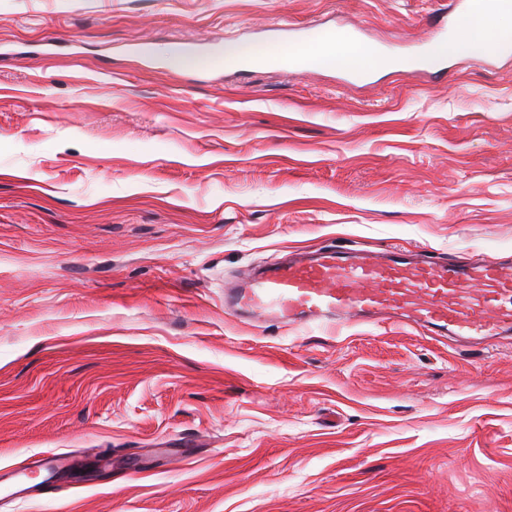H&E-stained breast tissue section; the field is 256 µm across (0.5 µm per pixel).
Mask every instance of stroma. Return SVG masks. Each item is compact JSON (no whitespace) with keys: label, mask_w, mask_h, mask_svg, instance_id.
<instances>
[{"label":"stroma","mask_w":512,"mask_h":512,"mask_svg":"<svg viewBox=\"0 0 512 512\" xmlns=\"http://www.w3.org/2000/svg\"><path fill=\"white\" fill-rule=\"evenodd\" d=\"M434 8L0 0V512H512V340L224 311L296 249L512 255V58H175L311 24L405 49ZM58 454L53 494L14 495Z\"/></svg>","instance_id":"35a3bbf8"}]
</instances>
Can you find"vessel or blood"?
<instances>
[{
	"label": "vessel or blood",
	"mask_w": 512,
	"mask_h": 512,
	"mask_svg": "<svg viewBox=\"0 0 512 512\" xmlns=\"http://www.w3.org/2000/svg\"><path fill=\"white\" fill-rule=\"evenodd\" d=\"M456 2L453 19L441 12L434 16L433 36L418 50L395 56L371 48L372 64L351 68L350 77L362 80L382 67L405 73L426 67L440 73L448 58L463 52L485 58L512 55L511 38L485 41L474 33L476 22L512 14V0ZM300 35L310 55L282 60L281 68L319 67L329 50L349 55L359 44L353 30L319 24L303 28ZM224 308L256 324L396 322L462 343H484L512 335V262L324 248L246 271L236 287L225 289Z\"/></svg>",
	"instance_id": "obj_1"
}]
</instances>
